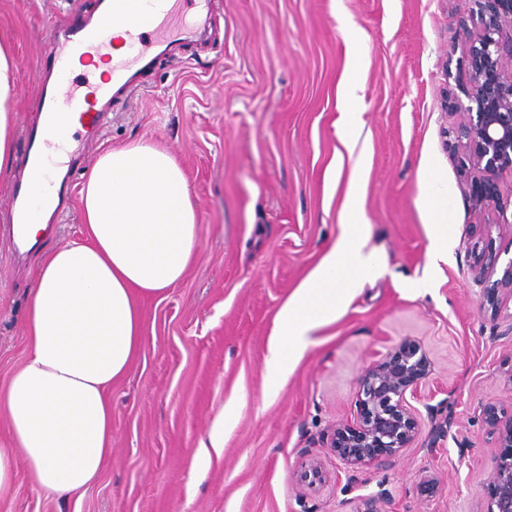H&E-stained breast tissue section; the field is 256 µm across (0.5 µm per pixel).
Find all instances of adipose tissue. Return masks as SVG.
I'll list each match as a JSON object with an SVG mask.
<instances>
[{
    "label": "adipose tissue",
    "mask_w": 512,
    "mask_h": 512,
    "mask_svg": "<svg viewBox=\"0 0 512 512\" xmlns=\"http://www.w3.org/2000/svg\"><path fill=\"white\" fill-rule=\"evenodd\" d=\"M19 65L0 41V179L13 171ZM34 206L27 236L47 228L55 187L27 170ZM429 267L451 256L448 187L429 174L423 197ZM82 236L47 253L35 275L23 331L28 354L4 396L0 499L14 492L17 466L32 485L61 499L80 496L112 453L113 384L144 346L142 302L165 299L195 257L198 213L189 178L168 149L136 142L103 151L80 189ZM342 233L277 313L265 358L266 394L278 396L290 373L335 322L362 284L386 265L369 247L357 181L340 213Z\"/></svg>",
    "instance_id": "ef3b65f1"
}]
</instances>
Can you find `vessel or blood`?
<instances>
[{
	"instance_id": "b4317fda",
	"label": "vessel or blood",
	"mask_w": 512,
	"mask_h": 512,
	"mask_svg": "<svg viewBox=\"0 0 512 512\" xmlns=\"http://www.w3.org/2000/svg\"><path fill=\"white\" fill-rule=\"evenodd\" d=\"M211 0H98L95 21L88 24L73 23L60 27L47 46V54L54 70L68 74L75 64H89L93 58L112 56V78L106 83L93 85L89 93H82L81 83L68 80L62 86L42 90L36 104L38 122L26 128L27 143L24 165L43 171L46 178L57 177L61 169L62 143L49 139L44 119L63 122L78 117L81 129L96 132L104 118L94 107L127 92L144 73L149 63L147 54L156 50L168 52L174 39L168 29L174 17H182L181 33L195 35L196 25L186 19L189 10L197 14L208 12ZM123 25L127 50L120 57L112 55V28ZM33 201L25 185H16L9 199V208L15 212L17 225L12 230L13 243L25 236L24 224Z\"/></svg>"
}]
</instances>
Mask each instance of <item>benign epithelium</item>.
I'll return each mask as SVG.
<instances>
[{
	"label": "benign epithelium",
	"instance_id": "benign-epithelium-1",
	"mask_svg": "<svg viewBox=\"0 0 512 512\" xmlns=\"http://www.w3.org/2000/svg\"><path fill=\"white\" fill-rule=\"evenodd\" d=\"M462 17L470 32L469 105L458 104L464 120L457 127L462 147L461 172L478 192L479 202L497 196V177L512 172V0H467ZM425 376V360L414 346L398 347L362 375L353 423L325 434L326 445L348 472L343 492L360 487L358 473L375 463L390 466L416 440L421 423L406 393ZM501 452L490 472L495 486L488 512H512V416L499 432ZM312 492L328 486L321 460L312 459L295 474Z\"/></svg>",
	"mask_w": 512,
	"mask_h": 512
}]
</instances>
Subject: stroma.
<instances>
[{
  "mask_svg": "<svg viewBox=\"0 0 512 512\" xmlns=\"http://www.w3.org/2000/svg\"><path fill=\"white\" fill-rule=\"evenodd\" d=\"M97 0H0V35L21 70L18 126L36 120L44 45ZM464 0H214L204 38L177 43L101 133H76L86 171L106 148L145 140L173 150L199 213L197 255L162 301L145 300L146 342L114 384L112 456L80 499L38 493L25 470L0 512H353L339 488L305 494L294 479L321 438L354 417L358 382L388 352L419 346L427 374L413 406L421 433L389 468L364 473L361 496L386 512H487L498 430L512 415V224H488L458 174L455 101L464 99ZM362 84L358 147L370 246L384 276L364 283L325 327L276 398L265 356L276 315L341 233L355 160L343 142L338 85ZM446 182L452 255L434 290L420 197L428 170ZM14 179H0V395L27 355L22 321L41 256L79 238L78 208L55 216L25 254L4 234ZM496 255L477 279L479 257ZM237 413L205 471L194 450L228 402ZM442 404L436 436L427 405Z\"/></svg>",
  "mask_w": 512,
  "mask_h": 512,
  "instance_id": "1",
  "label": "stroma"
}]
</instances>
